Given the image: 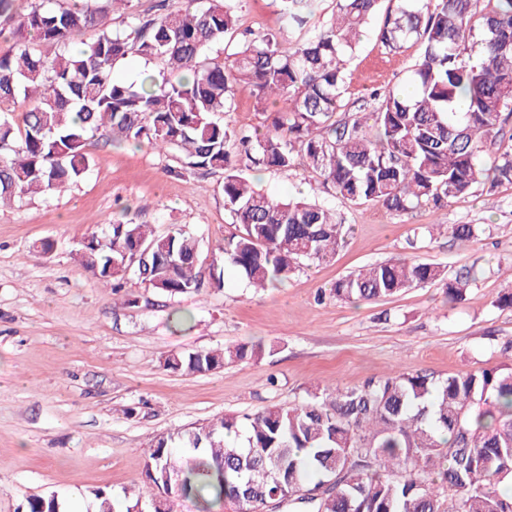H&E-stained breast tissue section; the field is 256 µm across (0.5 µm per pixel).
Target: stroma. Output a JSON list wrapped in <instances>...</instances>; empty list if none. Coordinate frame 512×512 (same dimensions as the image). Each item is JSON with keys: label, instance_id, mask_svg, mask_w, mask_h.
<instances>
[{"label": "stroma", "instance_id": "1", "mask_svg": "<svg viewBox=\"0 0 512 512\" xmlns=\"http://www.w3.org/2000/svg\"><path fill=\"white\" fill-rule=\"evenodd\" d=\"M233 41L244 33L290 39L271 0H241ZM421 53L410 43L387 54L367 33L347 64L345 101L406 85ZM87 174L65 191L0 208V512H21L27 496L55 493L94 512L89 489L142 485L148 442L224 415L301 403L310 385L353 386L374 377L422 371L437 377L512 365V308L495 305L512 288V184L389 215L327 193L302 168H254L259 187L305 196L335 211L347 233L334 260L297 271L275 287H251L222 248L238 230L224 207L223 172L182 167L174 153L135 149L101 129L87 147ZM177 228L200 240L199 291L168 296L129 279L102 287L76 260L85 237L116 221ZM449 224H480L460 241ZM48 239L52 252L35 243ZM412 258L471 274L463 301L439 285L376 302H344L328 291L364 266ZM224 273L223 288L212 284ZM135 296L136 305L125 303ZM191 320L175 327L171 314ZM263 348L260 360L185 375L164 365L174 353Z\"/></svg>", "mask_w": 512, "mask_h": 512}]
</instances>
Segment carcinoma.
<instances>
[{
	"instance_id": "obj_1",
	"label": "carcinoma",
	"mask_w": 512,
	"mask_h": 512,
	"mask_svg": "<svg viewBox=\"0 0 512 512\" xmlns=\"http://www.w3.org/2000/svg\"><path fill=\"white\" fill-rule=\"evenodd\" d=\"M165 0L153 17L129 14L125 29L106 23L109 8L132 0H0V27L13 49L0 54V207L47 194L90 168L86 141L103 127L135 144L169 149L190 168L224 171V207L240 233L224 241V256L254 288L287 281L305 264L329 259L344 225L315 201L275 199L238 167L230 143L256 166L301 164L335 196L379 204L388 214L423 205L446 206L478 185L512 184V147L485 168L483 147L512 116V0H388L376 37L396 53L421 47L409 83L372 91L374 107L340 116L344 66L382 0H336L330 22L306 31L316 0H272L297 37L284 46L275 33L247 39L224 59L213 44L236 31L239 0ZM96 30L93 42L75 40ZM130 56L159 66L126 83L116 66ZM254 99L266 132L231 128L216 116L232 111L238 92ZM22 112V125L9 116ZM461 241L479 224H451ZM154 243L147 263L129 267L142 243ZM200 241L177 229L157 237L145 224L111 225L81 245L79 262L99 281L122 287L130 275L170 296L200 289ZM441 283L451 301L470 280L448 277L433 263L394 259L336 281L341 301H378L407 288ZM262 347L173 354L165 367L186 375L257 361ZM512 479V367L447 378L400 373L359 386L306 390L301 404L253 415L224 416L179 428L149 442L144 483L159 498L123 490L125 509L103 488L89 490L96 512H512L498 484ZM26 512H66L55 494L26 499Z\"/></svg>"
}]
</instances>
